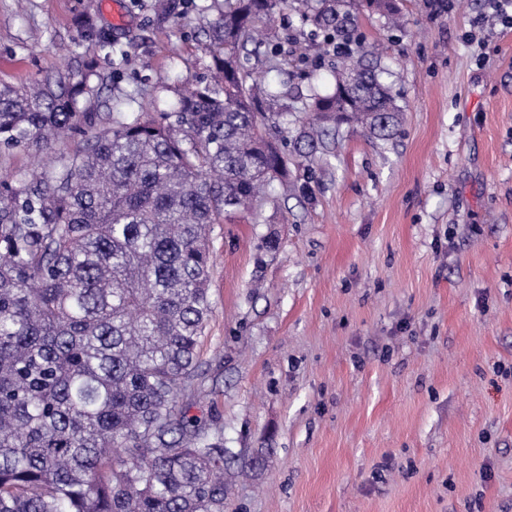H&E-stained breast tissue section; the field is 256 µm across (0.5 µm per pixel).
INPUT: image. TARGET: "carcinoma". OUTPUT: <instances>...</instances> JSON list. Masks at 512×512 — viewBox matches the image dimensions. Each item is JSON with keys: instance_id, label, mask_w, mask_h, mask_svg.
<instances>
[{"instance_id": "obj_1", "label": "carcinoma", "mask_w": 512, "mask_h": 512, "mask_svg": "<svg viewBox=\"0 0 512 512\" xmlns=\"http://www.w3.org/2000/svg\"><path fill=\"white\" fill-rule=\"evenodd\" d=\"M225 2L209 78L172 112L81 111L91 62L0 87V153L52 155L0 177V512H224V438L180 406L212 314L208 239L288 180L268 132L288 113L269 122L260 96L279 93L237 61L285 0ZM321 4L315 36L344 50L308 105L306 163L343 122L379 139L400 123L383 70L355 57L359 12L395 0Z\"/></svg>"}]
</instances>
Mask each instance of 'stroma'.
<instances>
[{"label": "stroma", "mask_w": 512, "mask_h": 512, "mask_svg": "<svg viewBox=\"0 0 512 512\" xmlns=\"http://www.w3.org/2000/svg\"><path fill=\"white\" fill-rule=\"evenodd\" d=\"M361 11L401 124L342 126L256 214L213 225L192 415L224 433V512H512V25L493 0ZM0 0V86L97 61L86 112H168L224 0ZM318 0L248 43L303 110ZM111 30L105 56L89 31Z\"/></svg>", "instance_id": "obj_1"}]
</instances>
